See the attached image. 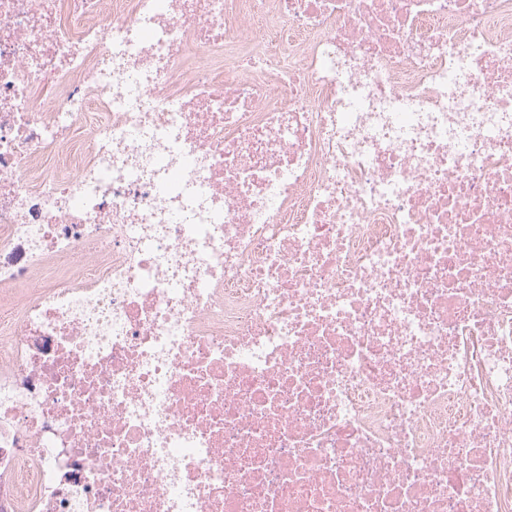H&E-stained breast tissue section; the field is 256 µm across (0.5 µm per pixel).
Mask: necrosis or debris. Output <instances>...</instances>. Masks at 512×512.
<instances>
[{"mask_svg":"<svg viewBox=\"0 0 512 512\" xmlns=\"http://www.w3.org/2000/svg\"><path fill=\"white\" fill-rule=\"evenodd\" d=\"M0 512H512V0H0Z\"/></svg>","mask_w":512,"mask_h":512,"instance_id":"obj_1","label":"necrosis or debris"}]
</instances>
